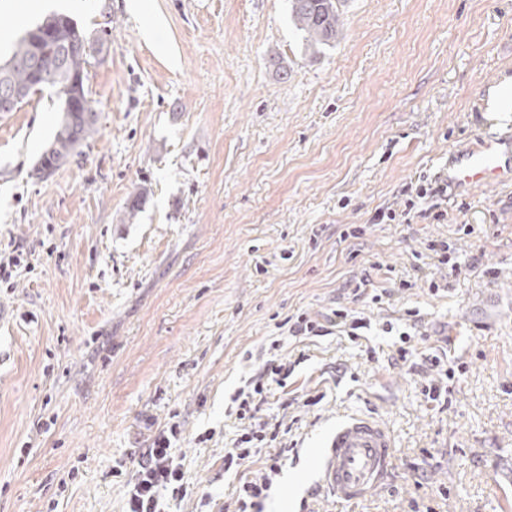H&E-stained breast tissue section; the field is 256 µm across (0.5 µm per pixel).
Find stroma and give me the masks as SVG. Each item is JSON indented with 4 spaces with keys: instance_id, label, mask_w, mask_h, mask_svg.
<instances>
[{
    "instance_id": "35a3bbf8",
    "label": "stroma",
    "mask_w": 512,
    "mask_h": 512,
    "mask_svg": "<svg viewBox=\"0 0 512 512\" xmlns=\"http://www.w3.org/2000/svg\"><path fill=\"white\" fill-rule=\"evenodd\" d=\"M53 13L105 43L86 80L98 124L45 178L52 89L0 112V255L22 257L0 284V512H123L171 422L187 482L224 503L245 426L231 398L274 341L293 372L261 415L288 453L262 512H512L496 480L512 461V185L439 198L441 222L423 203L400 217L449 151L512 131L495 109L512 97V0H346L313 57L289 0H0V59ZM428 239L460 262L435 294L440 269L414 268ZM374 262L412 288L354 296ZM339 304L369 319L360 337L289 335V317ZM405 342L415 366L396 360ZM441 353L457 369L444 406L419 366ZM350 414L395 448L387 483L342 503L317 484Z\"/></svg>"
}]
</instances>
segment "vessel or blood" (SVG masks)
I'll use <instances>...</instances> for the list:
<instances>
[{
	"label": "vessel or blood",
	"instance_id": "obj_1",
	"mask_svg": "<svg viewBox=\"0 0 512 512\" xmlns=\"http://www.w3.org/2000/svg\"><path fill=\"white\" fill-rule=\"evenodd\" d=\"M443 177L452 191L512 182V133L486 136L452 150ZM393 438L379 423L354 416L337 424L328 442L323 479L339 499L354 502L379 487L392 466Z\"/></svg>",
	"mask_w": 512,
	"mask_h": 512
}]
</instances>
